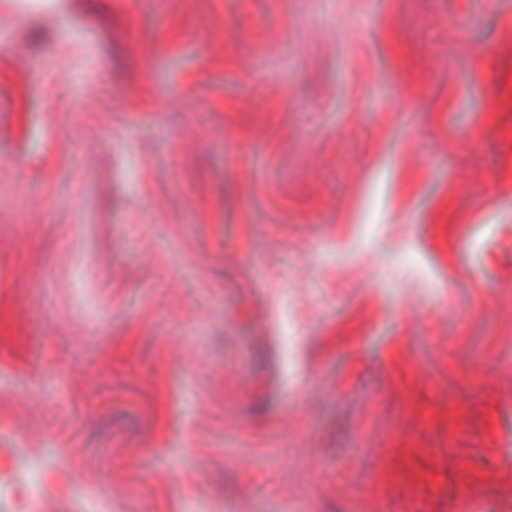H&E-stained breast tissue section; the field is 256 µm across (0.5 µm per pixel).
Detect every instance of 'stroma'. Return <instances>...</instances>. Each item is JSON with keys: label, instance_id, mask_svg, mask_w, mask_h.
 Wrapping results in <instances>:
<instances>
[{"label": "stroma", "instance_id": "35a3bbf8", "mask_svg": "<svg viewBox=\"0 0 512 512\" xmlns=\"http://www.w3.org/2000/svg\"><path fill=\"white\" fill-rule=\"evenodd\" d=\"M42 503L512 512V0H0Z\"/></svg>", "mask_w": 512, "mask_h": 512}]
</instances>
